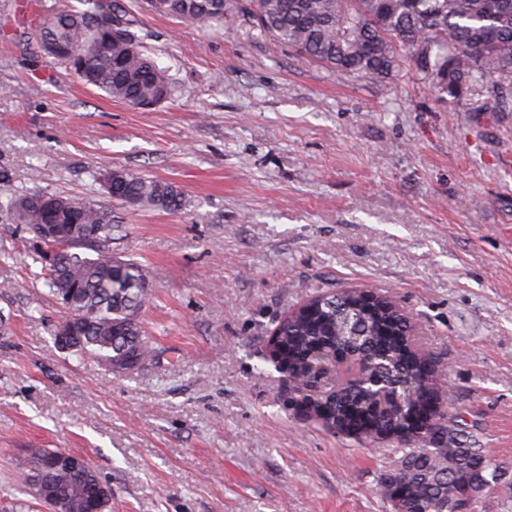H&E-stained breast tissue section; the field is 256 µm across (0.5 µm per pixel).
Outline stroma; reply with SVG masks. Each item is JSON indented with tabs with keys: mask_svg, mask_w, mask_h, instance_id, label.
Segmentation results:
<instances>
[{
	"mask_svg": "<svg viewBox=\"0 0 512 512\" xmlns=\"http://www.w3.org/2000/svg\"><path fill=\"white\" fill-rule=\"evenodd\" d=\"M0 0V512H48L21 481L31 448L85 457L112 512H392L372 446L285 406L265 361L278 320L321 292L389 296L441 387L440 412L502 462L474 512H512V112L397 76H340L253 37L134 0L174 95L149 109L85 85ZM123 168L185 196L115 206L112 243L148 281L159 363L115 373L59 351L62 312L39 246L6 204L22 192L102 199Z\"/></svg>",
	"mask_w": 512,
	"mask_h": 512,
	"instance_id": "1",
	"label": "stroma"
}]
</instances>
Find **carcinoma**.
Segmentation results:
<instances>
[{
    "label": "carcinoma",
    "mask_w": 512,
    "mask_h": 512,
    "mask_svg": "<svg viewBox=\"0 0 512 512\" xmlns=\"http://www.w3.org/2000/svg\"><path fill=\"white\" fill-rule=\"evenodd\" d=\"M156 15L200 27L237 13L254 30L295 49L338 74L384 82L407 70L412 78L448 102H461L473 85L499 93L512 90V0H146ZM39 43L60 47L64 64L85 84L137 108L171 97V78L159 67L138 34L126 0H76L52 13L36 16ZM111 203L47 192H28L7 203L14 220L25 223L29 211L48 209L52 222L65 224L69 214L97 228L96 242L81 237L45 241L58 252L59 268L46 264L38 273L56 300L68 296L66 316L84 323L71 353L88 354L99 363L122 365L135 357L140 366L154 363L158 352L140 320L147 290L138 263L112 266V239L118 225L112 204L176 212L184 205L174 184L112 170ZM91 250L90 257L84 251ZM350 291L330 293L320 304L304 306L279 322L282 361L293 378L304 377L320 399L330 404L327 421L370 413L376 385L402 393L405 378L417 373V356L405 338L387 334L405 323L384 311L364 315L353 309ZM376 431L364 436L374 443L382 432L400 426L391 411L375 420ZM446 448H427L423 439L398 440L394 467L380 490L398 478L411 482L402 512H456L461 496L479 493L497 482L500 464L483 448L459 439L449 425L429 432ZM50 450L35 448L24 475L30 495L48 509L62 503L66 512H87L76 495L80 486L102 483L96 469H47Z\"/></svg>",
    "instance_id": "1"
}]
</instances>
